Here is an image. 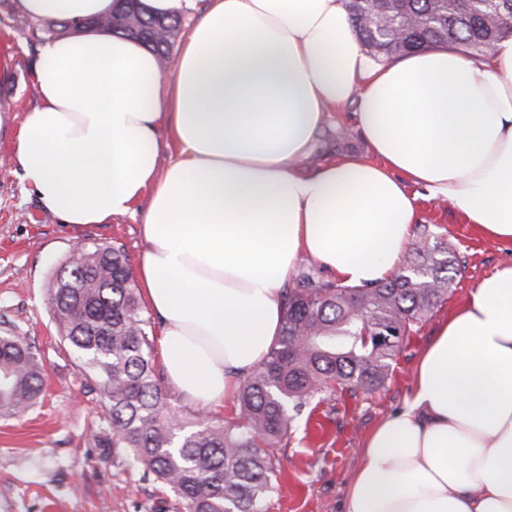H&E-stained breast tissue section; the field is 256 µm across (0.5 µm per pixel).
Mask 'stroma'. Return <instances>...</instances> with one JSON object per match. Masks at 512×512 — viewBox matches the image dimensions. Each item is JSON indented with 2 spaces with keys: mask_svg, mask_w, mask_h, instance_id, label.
I'll use <instances>...</instances> for the list:
<instances>
[{
  "mask_svg": "<svg viewBox=\"0 0 512 512\" xmlns=\"http://www.w3.org/2000/svg\"><path fill=\"white\" fill-rule=\"evenodd\" d=\"M29 23L24 13L0 6V333L11 325L28 336L46 380L32 409L0 415V512H178L173 494L145 480L124 449L99 447L105 399L52 319L51 277L77 244L124 246L134 266L148 245L138 214L86 226L61 223L40 206L14 163L24 116L40 103L34 81L40 41ZM365 148L348 112H336L318 137L317 157ZM417 208L421 223L459 259L448 296L403 337L382 387L371 393L344 389L312 401L278 453L266 512H343L361 442L409 396L416 357L437 324L468 301L483 277L512 263V244L481 236L450 205L422 195ZM316 415L326 434L314 442L309 423Z\"/></svg>",
  "mask_w": 512,
  "mask_h": 512,
  "instance_id": "obj_1",
  "label": "stroma"
}]
</instances>
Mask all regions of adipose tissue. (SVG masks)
Here are the masks:
<instances>
[{"instance_id": "1", "label": "adipose tissue", "mask_w": 512, "mask_h": 512, "mask_svg": "<svg viewBox=\"0 0 512 512\" xmlns=\"http://www.w3.org/2000/svg\"><path fill=\"white\" fill-rule=\"evenodd\" d=\"M36 21L120 0H15ZM41 103L15 161L63 223L142 212L137 279L172 388L232 399L277 340L282 287L310 257L343 284L384 281L414 237L417 196L512 243V38L479 59L438 48L385 63L345 0H208L172 79L136 40L45 41ZM356 103L371 158L306 169L332 113ZM175 154L158 167L157 133ZM344 512H512V265L438 327L404 405L364 439Z\"/></svg>"}]
</instances>
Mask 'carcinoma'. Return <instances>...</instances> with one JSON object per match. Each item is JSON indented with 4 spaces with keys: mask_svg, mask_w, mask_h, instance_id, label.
<instances>
[{
    "mask_svg": "<svg viewBox=\"0 0 512 512\" xmlns=\"http://www.w3.org/2000/svg\"><path fill=\"white\" fill-rule=\"evenodd\" d=\"M360 44L375 57L451 48L471 56L512 35V0L459 9L441 0H347ZM140 41L167 57L176 17L151 14L142 0L123 12L84 19ZM77 28L38 23L32 34ZM414 259L375 286L349 287L309 273L284 288L280 336L263 366L237 395L227 425L190 417L173 403L152 359L153 334L121 245L83 246L62 263L68 279L51 283L52 318L81 368L106 399L103 448H125L143 477L166 486L186 512H266L279 459L276 451L311 402L333 389L372 391L385 380L398 345L380 347L383 327L406 335L448 293L459 263L424 228ZM44 370L26 337L0 336V409L32 408Z\"/></svg>",
    "mask_w": 512,
    "mask_h": 512,
    "instance_id": "carcinoma-1",
    "label": "carcinoma"
}]
</instances>
